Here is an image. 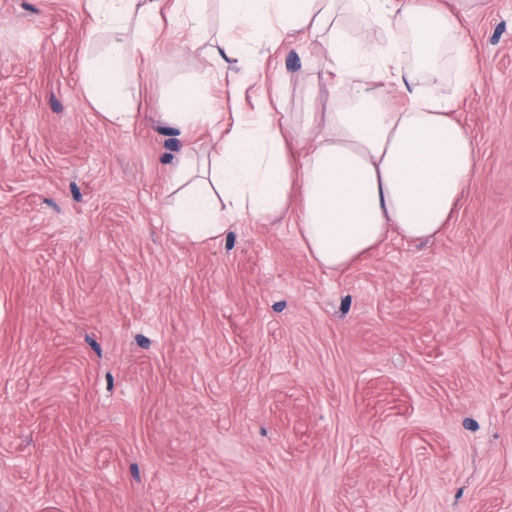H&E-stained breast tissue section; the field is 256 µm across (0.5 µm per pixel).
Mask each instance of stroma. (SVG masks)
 <instances>
[{
    "label": "stroma",
    "instance_id": "35a3bbf8",
    "mask_svg": "<svg viewBox=\"0 0 512 512\" xmlns=\"http://www.w3.org/2000/svg\"><path fill=\"white\" fill-rule=\"evenodd\" d=\"M160 0L128 92L84 95V0H0V512H512V0L464 20L477 172L434 241L331 273L287 216L174 234L213 129L165 117L207 65ZM319 42L210 84L232 129L334 86Z\"/></svg>",
    "mask_w": 512,
    "mask_h": 512
}]
</instances>
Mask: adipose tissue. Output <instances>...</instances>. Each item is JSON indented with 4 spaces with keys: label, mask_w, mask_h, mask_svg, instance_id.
<instances>
[{
    "label": "adipose tissue",
    "mask_w": 512,
    "mask_h": 512,
    "mask_svg": "<svg viewBox=\"0 0 512 512\" xmlns=\"http://www.w3.org/2000/svg\"><path fill=\"white\" fill-rule=\"evenodd\" d=\"M453 2L440 10L424 0H225L227 18L250 27L256 48L214 40L210 66L169 99L173 121L222 126L208 88L223 77L225 58L240 59L239 77L249 79L259 69L258 47L285 45L299 32L322 41L323 62L345 93L328 112L238 116L217 150L175 173L181 192L173 229L207 239L241 215L264 222L285 213L312 259L330 272L348 269L392 234L440 237L478 163L476 141L453 114L451 98L417 85L425 73L459 86L471 77L461 19L480 11L482 0ZM86 8L110 38L87 70L84 92L113 126H128L125 89L156 4L86 0ZM350 15L384 28L385 41L352 36ZM395 89L408 99L396 112L389 106Z\"/></svg>",
    "instance_id": "adipose-tissue-1"
}]
</instances>
